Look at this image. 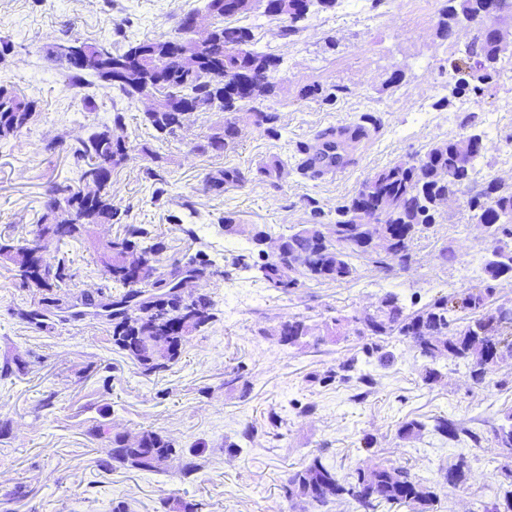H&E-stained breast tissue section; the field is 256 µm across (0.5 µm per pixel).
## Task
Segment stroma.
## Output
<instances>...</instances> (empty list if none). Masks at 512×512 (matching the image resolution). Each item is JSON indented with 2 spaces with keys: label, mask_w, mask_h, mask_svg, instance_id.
<instances>
[{
  "label": "stroma",
  "mask_w": 512,
  "mask_h": 512,
  "mask_svg": "<svg viewBox=\"0 0 512 512\" xmlns=\"http://www.w3.org/2000/svg\"><path fill=\"white\" fill-rule=\"evenodd\" d=\"M445 0H384L367 9L323 12L309 17L295 37L279 34L280 21L255 10L241 16L264 51L279 57L280 90L262 102L278 112L288 131L276 140L250 121L239 123L232 149L200 153L192 145L224 119L200 112L163 140L153 139L143 114L149 100L122 96L101 82L83 85L47 55L60 39L96 41L120 53L145 40L178 37L181 18L203 13L204 0H0V83L36 102L33 120L11 145H0V236L31 238L51 190L77 185L71 149L114 112L125 116L122 134L133 145L150 144L164 161L157 175L144 157L115 168L112 197L121 212L117 224H93L64 246L68 279L59 293L109 299L117 291L95 248L124 234L127 225H148L161 243V268L203 250L212 275L197 279L193 292L209 295L215 319L183 343L170 367L145 373L112 342V327L86 315L51 318L35 325L22 318L43 293L23 287L0 263V504L13 512H161L170 496L200 504L202 512H315L305 500L288 496L287 478L310 454H324L341 472L363 456V435H371L376 462L408 467L436 495L433 512H483L485 504L512 488V455L485 440L469 453L471 479L452 489L442 474L457 459V447L434 435L435 418L447 417L489 431L512 410V357L497 363L485 383L474 384L464 362L440 360V380L423 381L425 361L409 343L391 341V364L367 365L374 384L356 401L354 384L314 382L356 353L355 334L327 336L337 315L374 309L385 293L398 295L411 311L437 296L493 284L495 296L512 301V277L488 281L484 272L491 243L463 202L449 201L436 224L415 234L409 266L381 271L357 260L349 282L305 281L288 293L264 289L260 300L245 297L255 287L250 271L234 266L247 253L244 235H227L224 217L245 228H266L279 236L311 223L312 207L333 214L355 194L369 173L424 153L435 141L458 137L470 112H489L487 152L482 172L512 186V71L463 93L442 107L435 83L468 37H437L435 23ZM335 39L328 48L327 39ZM401 72L400 85L389 78ZM338 85L334 105L301 98L311 83ZM379 118L377 135L357 153L355 165L311 181L297 176L279 185L261 180L216 194L205 187L215 169L244 171L271 159L292 156L327 126L363 114ZM456 259H441V250ZM304 316L312 334L296 346L280 342L288 316ZM423 422L412 439H401L403 422ZM109 434L91 436L95 426ZM251 439H242L246 426ZM161 433L175 453L159 472L124 468L103 472L111 437ZM242 444L240 452L229 443ZM196 457L200 468L184 476L182 466Z\"/></svg>",
  "instance_id": "obj_1"
}]
</instances>
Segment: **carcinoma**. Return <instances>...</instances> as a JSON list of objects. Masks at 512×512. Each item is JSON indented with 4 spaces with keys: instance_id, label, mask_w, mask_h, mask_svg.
Masks as SVG:
<instances>
[{
    "instance_id": "obj_1",
    "label": "carcinoma",
    "mask_w": 512,
    "mask_h": 512,
    "mask_svg": "<svg viewBox=\"0 0 512 512\" xmlns=\"http://www.w3.org/2000/svg\"><path fill=\"white\" fill-rule=\"evenodd\" d=\"M339 0H204V10L213 19V33L201 42L189 38L186 25L193 15L180 22L181 36L165 40L142 41L127 51L110 52L93 68L64 61L70 76L83 82L91 77L106 80L112 60L124 59L141 88L136 90L123 79L112 86L123 96L136 92L158 91L178 102L192 105L191 112H146L143 121L160 135H170L183 128L195 112H223L224 122L211 128L203 141L194 145L202 153L220 154L231 149L238 137V112L247 108L263 134L280 138L285 127L277 112H267L256 103L275 94L279 60L255 47L254 34L245 26L232 24V18L258 7L273 19L284 22L281 36L291 38L302 31L301 23L309 16L336 9ZM493 6L499 20L512 23V0H445L436 27L443 40L455 35L456 27L466 22L470 39L468 53L451 64L460 75L453 92L474 91L501 74L504 58L499 30L489 26L486 14ZM477 81L470 86L467 77ZM343 88L310 85L300 90L304 99L324 103L337 100ZM36 102L11 86L0 84V142L17 138L31 122ZM124 116L114 113L113 126L104 125L78 142L73 158L80 166L79 181L97 184L92 195L80 187H57L45 204L32 239L0 238V262L11 266L22 284L31 288H50L52 282L66 279L64 260L46 261L53 275L42 274L41 240L49 237L56 243L77 239L90 224L120 223L118 209L112 205V170L132 158L133 152L161 166L163 157L144 144L140 149L116 133L123 127ZM378 129L377 119L369 114L358 121L329 126L298 149V158L274 159L258 167L254 176L279 181L286 175L317 180L340 167L355 163V154L363 141ZM486 150L482 134L472 130L457 139L433 143L421 155L410 156L368 175L355 194L336 207L335 218L323 222L322 210L309 201L313 222L281 234L276 240L264 230L253 228L251 243L255 251L241 254L234 264L257 269L268 287L288 292L303 285L304 280L347 282L355 278L357 268L352 259L364 258L374 267L388 268L387 257L402 264L411 259L410 244L419 227L436 223L440 205L452 196H463L466 207L482 224L491 238V259L485 265L488 279L495 281L512 275V190L502 186L491 174L482 181L475 179L476 166ZM248 176L238 168L211 171L206 188L222 193L240 187ZM275 242L280 254L269 259L264 246ZM161 245L152 241L150 232L139 224L124 236L110 238L97 245L100 263L115 287L123 292L108 303H95L87 297L85 305H98L112 321L113 341L146 373L167 369L177 360L186 337L214 317L212 299L203 294H189L182 283L210 271L211 264L202 253L187 254L183 260L154 280H136L140 263L155 258ZM494 288H467L441 295L424 308L409 311L391 293L380 299L372 311L332 320L330 333L337 335L347 327L364 339L360 354L353 355L329 370L328 382L348 384L357 380L365 387L373 384L371 375L360 368L362 358H374L385 365L394 359L387 350L390 339L405 340L427 361L423 381L431 385L440 372L436 361L446 358L470 366V377L482 382L512 342L503 329L512 326V306H492ZM75 307L65 298L45 297L41 306L23 313L29 321H39L49 314H68ZM311 335V327L302 316H290L280 325V342L296 345ZM434 431L452 442L468 440L478 446L484 434L452 419L439 417ZM498 446L512 450V412L505 422L492 429ZM174 448L161 434L143 431L135 439L112 436L109 461L104 467H123L140 471H159L169 461ZM471 478L470 461L464 455L444 473L448 487L457 488ZM288 493L306 500L317 509L350 499L358 512H379L383 505L407 507L418 504L430 508L435 495L401 465L362 461L350 472L341 474L321 454H312L307 462L288 475Z\"/></svg>"
}]
</instances>
